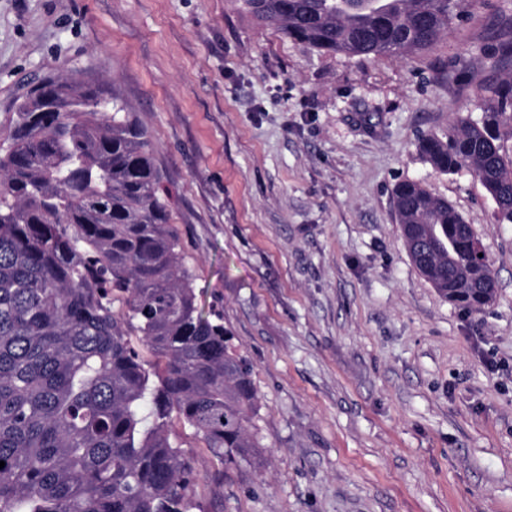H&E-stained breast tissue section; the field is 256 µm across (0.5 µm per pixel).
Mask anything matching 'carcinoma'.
<instances>
[{"instance_id":"obj_1","label":"carcinoma","mask_w":512,"mask_h":512,"mask_svg":"<svg viewBox=\"0 0 512 512\" xmlns=\"http://www.w3.org/2000/svg\"><path fill=\"white\" fill-rule=\"evenodd\" d=\"M458 2L232 0L295 42L364 58L433 46ZM489 39L511 65L512 16ZM484 92L480 117L459 114L417 149L443 174L472 173L512 224V81ZM99 101L49 78L0 142V512H188L196 473L176 422L222 464L262 463L250 369L198 303L151 133L120 96L107 112ZM394 196L407 253L417 241L427 254L420 274L481 312L497 282L464 217L416 181Z\"/></svg>"}]
</instances>
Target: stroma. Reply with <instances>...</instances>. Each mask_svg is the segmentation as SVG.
<instances>
[{"mask_svg": "<svg viewBox=\"0 0 512 512\" xmlns=\"http://www.w3.org/2000/svg\"><path fill=\"white\" fill-rule=\"evenodd\" d=\"M427 53L331 54L230 0H0V140L65 75L151 131L204 311L257 391L261 467L222 465L173 426L189 512H512V224L480 181L417 150L475 111L489 28L512 0H463ZM473 224L497 280L482 312L414 267L396 184Z\"/></svg>", "mask_w": 512, "mask_h": 512, "instance_id": "obj_1", "label": "stroma"}]
</instances>
